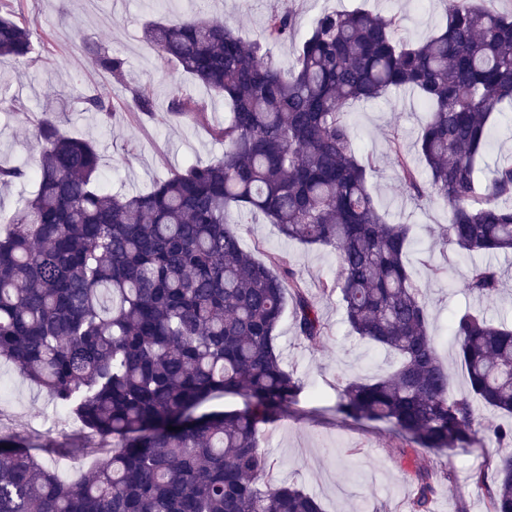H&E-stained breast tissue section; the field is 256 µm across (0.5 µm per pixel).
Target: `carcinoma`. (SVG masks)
I'll use <instances>...</instances> for the list:
<instances>
[{"instance_id": "cac0c4a2", "label": "carcinoma", "mask_w": 512, "mask_h": 512, "mask_svg": "<svg viewBox=\"0 0 512 512\" xmlns=\"http://www.w3.org/2000/svg\"><path fill=\"white\" fill-rule=\"evenodd\" d=\"M23 6L0 0V57L19 64L37 54ZM293 24L292 10L275 6L253 42L201 14L145 27L163 63L224 98V125L210 129L224 155L206 165L189 164L149 192H110L94 142L46 112L34 164L0 167V185L37 183L34 197L0 216V357L112 442L68 482L0 436V512H323L317 497L275 479L258 434L301 392L276 346L287 305L308 345L326 327L288 256L260 261L241 246L226 219L232 208L260 213L302 244L335 248L340 275L322 292L338 295L352 333L397 358L385 376L343 379L337 411L448 455L495 439L494 477L478 469L470 480L487 512H512V423H476L478 405L512 416V326L478 310L450 319L468 379V394H450L406 263L410 227L379 213L369 188L376 159L355 148L346 119L354 101L418 91L429 107L417 137L426 181L391 146L407 191L448 210L443 243L458 255L512 252V206L502 203L512 200V158L487 183L478 179L497 117L512 105V15L458 0L434 34L412 43L396 38L394 16L324 12L285 70L270 47ZM87 53L125 87L128 111L155 114L120 56L101 44ZM77 102L104 123L117 112L96 91ZM207 113L206 101L181 91L167 110L197 124ZM500 282L497 268L474 266L463 286L486 298ZM224 394L244 407L202 410ZM413 482L409 512H431L430 470L416 467Z\"/></svg>"}]
</instances>
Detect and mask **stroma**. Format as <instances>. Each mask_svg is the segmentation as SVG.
Returning <instances> with one entry per match:
<instances>
[{
  "label": "stroma",
  "mask_w": 512,
  "mask_h": 512,
  "mask_svg": "<svg viewBox=\"0 0 512 512\" xmlns=\"http://www.w3.org/2000/svg\"><path fill=\"white\" fill-rule=\"evenodd\" d=\"M274 0H169L158 7L154 0H101L92 11L89 0H25L37 40H50L51 52L33 65L0 62V165L32 162L36 153L35 126L43 110L55 109L61 128L69 135L95 141L102 155L100 181L110 191L139 193L171 170L190 163L205 164L224 152L223 142L210 135L224 123V102L208 97L175 66H162L156 51L143 39L146 22L165 12L201 13L228 22L244 39H259ZM291 7L294 34L277 45L273 57L281 66L295 58L296 47L326 11L361 8L384 17L399 16L398 38L409 42L427 39L440 25L454 0H286ZM101 43L126 61L128 79L156 104V117H135L122 103L126 92L90 64L86 48ZM181 88L209 103L208 123L174 124L166 121L173 88ZM93 89L112 96L120 108L103 124L80 111L74 94ZM20 100L22 113L9 108ZM426 114L415 93L396 92L373 102L350 106L347 119L360 152L373 154L377 168L369 180L380 213L393 224L411 227L412 246L407 261L423 289L431 331L441 360L452 372L449 391L468 392L466 373L456 361V343L448 333L451 315L475 304L491 319L512 321V256L476 254L465 260L444 247L439 236L448 213L440 205H416L410 198L389 156L391 140L414 153L415 140ZM244 249L258 259L270 253L287 254L303 275L310 296L326 326L318 347L296 336L291 315H284L277 330V348L285 366L300 380L303 390L287 414L262 427L258 445L274 467L278 480L315 495L324 512H408L415 487L408 474L425 465L437 475L433 512H486L484 497L468 482L470 468L491 462L496 445L484 442L452 455L406 445L382 423L353 421L336 411L340 378H372L396 364L394 356L375 349L351 333L337 296L321 293L320 284L340 272L336 250L307 246L285 238L264 217L245 209L229 214ZM492 265L502 273L499 296L477 303L462 286L469 263ZM443 267L434 276L431 265ZM0 408L5 413L61 420L48 434L14 429V436L35 448L46 465L54 467L90 452L79 440L84 427L74 418H58L53 402L31 386L11 363L0 360Z\"/></svg>",
  "instance_id": "1"
}]
</instances>
